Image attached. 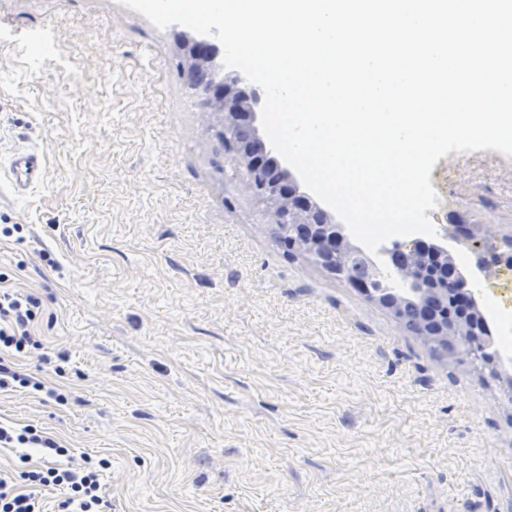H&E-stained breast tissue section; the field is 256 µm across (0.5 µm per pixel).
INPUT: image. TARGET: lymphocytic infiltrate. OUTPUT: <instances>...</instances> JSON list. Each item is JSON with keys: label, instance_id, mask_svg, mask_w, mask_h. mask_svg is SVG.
Segmentation results:
<instances>
[{"label": "lymphocytic infiltrate", "instance_id": "obj_1", "mask_svg": "<svg viewBox=\"0 0 512 512\" xmlns=\"http://www.w3.org/2000/svg\"><path fill=\"white\" fill-rule=\"evenodd\" d=\"M39 309L34 296L0 289V390L24 388L62 405L68 401L65 391L19 369L20 358L41 346L30 332ZM2 445L17 448L20 468L13 475L0 476V512H42L40 491L51 486L66 491L56 512H105L109 502L101 474L109 467L108 459L87 455L78 466L62 464L68 449L31 425L0 423Z\"/></svg>", "mask_w": 512, "mask_h": 512}]
</instances>
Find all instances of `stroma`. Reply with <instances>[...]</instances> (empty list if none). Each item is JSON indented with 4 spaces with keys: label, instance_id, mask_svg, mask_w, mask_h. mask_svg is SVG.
Listing matches in <instances>:
<instances>
[{
    "label": "stroma",
    "instance_id": "stroma-1",
    "mask_svg": "<svg viewBox=\"0 0 512 512\" xmlns=\"http://www.w3.org/2000/svg\"><path fill=\"white\" fill-rule=\"evenodd\" d=\"M54 56L36 58L35 34ZM172 29L119 0H0V272L41 302L27 373L66 405L0 391V421L105 457L109 512H512V392L432 353L306 255L243 187L177 67ZM429 216L478 300L451 216L512 235V157L450 152ZM5 178L2 181V168L0 170V183L8 184L15 196H23L27 190L43 180L44 164L42 155L36 149H21L14 152L8 162Z\"/></svg>",
    "mask_w": 512,
    "mask_h": 512
}]
</instances>
